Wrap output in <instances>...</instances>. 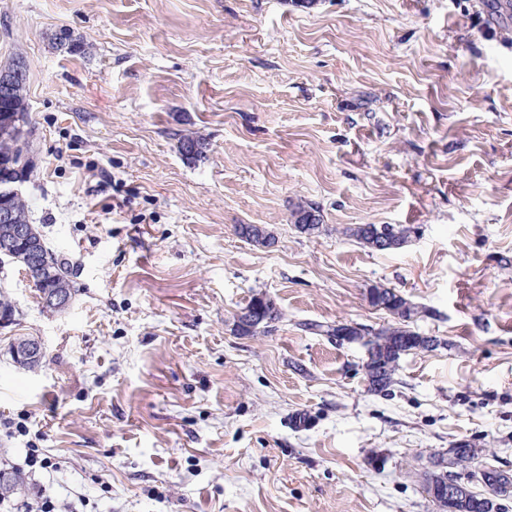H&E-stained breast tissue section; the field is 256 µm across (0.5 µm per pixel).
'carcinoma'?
Here are the masks:
<instances>
[{
	"label": "carcinoma",
	"mask_w": 512,
	"mask_h": 512,
	"mask_svg": "<svg viewBox=\"0 0 512 512\" xmlns=\"http://www.w3.org/2000/svg\"><path fill=\"white\" fill-rule=\"evenodd\" d=\"M5 108L15 116V123L10 127H0V158L12 162L9 176L24 182L35 171L36 163L28 158L34 152L35 123L31 118L25 93L24 81L20 80L11 89ZM179 152L188 159L202 153L200 139L182 136L178 140ZM318 206L299 199L289 206V220L295 228L307 235H319L325 231L323 220L315 224H303L301 219ZM342 234L356 240L364 247L375 252H389L401 249L411 242L414 227L405 224H350L342 229ZM238 235L253 245L265 246V239L270 233L254 224L238 225ZM366 299L370 306L384 309L394 316L396 323L380 329H361L348 323L338 322L336 325L305 322L301 324L304 331L315 335L334 336L342 342H363L367 348V360L364 365L367 390L382 394L394 383V375L402 355L414 351H432L441 340L436 336H424L412 330L410 322L417 314V307L406 297L393 288L374 285L369 288ZM243 310L249 312V322L236 324V332L240 336H257L272 331V324L281 319L279 308H269L264 298L256 295L250 299ZM33 336H17L9 347L15 353L13 360L29 370L41 367L43 359L30 360L23 356L26 348L34 344ZM450 462L449 473L455 470H471V477L478 478L491 488V496L481 497L471 490L463 491L468 499L470 512H506L504 501L512 498V475L494 466L479 462V454L475 445L468 440L451 444L449 457L433 460V466L441 469L439 473H431L426 479L425 490L432 492L444 476V463Z\"/></svg>",
	"instance_id": "carcinoma-1"
}]
</instances>
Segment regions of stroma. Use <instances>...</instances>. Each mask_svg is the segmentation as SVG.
Here are the masks:
<instances>
[{
    "label": "stroma",
    "mask_w": 512,
    "mask_h": 512,
    "mask_svg": "<svg viewBox=\"0 0 512 512\" xmlns=\"http://www.w3.org/2000/svg\"><path fill=\"white\" fill-rule=\"evenodd\" d=\"M15 57L38 134L20 192L76 297L57 316L0 272L18 309L0 420L62 461L49 493L96 512H439L424 475L451 442L512 471V0H0V65ZM297 199L325 234L290 224ZM349 224L419 232L378 253ZM379 284L441 344L372 394L362 344L301 325L393 323L366 300ZM256 294L283 317L237 335ZM17 336L42 369L14 363ZM311 210H317L320 212V209L314 203H309L305 200L298 199L297 201H292L289 206V220L291 224H294L295 228L303 234L307 235H319L323 231H325V226L323 224L322 215H320L319 220L316 224H300L303 216ZM318 213L311 212L309 215V222L314 221L318 218ZM35 341L36 338L33 336H17L12 340L9 347V353L11 354L12 359L14 360L15 363L29 370H35L41 367L44 359V353L43 350L41 352L42 347L40 348L38 343L35 344ZM32 344L35 345L31 346ZM26 348H28L26 351V355H28L30 358L37 359L40 356L41 352L40 358L38 360L26 359V357L22 355ZM15 349L17 354L14 356L12 352H15Z\"/></svg>",
    "instance_id": "1"
}]
</instances>
